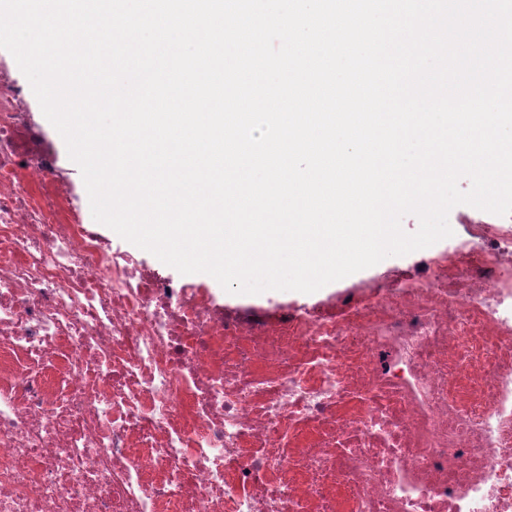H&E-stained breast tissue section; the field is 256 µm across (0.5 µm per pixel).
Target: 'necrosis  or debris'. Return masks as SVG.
<instances>
[{
    "label": "necrosis or debris",
    "instance_id": "1",
    "mask_svg": "<svg viewBox=\"0 0 512 512\" xmlns=\"http://www.w3.org/2000/svg\"><path fill=\"white\" fill-rule=\"evenodd\" d=\"M0 61V512H512V221L272 317L114 250Z\"/></svg>",
    "mask_w": 512,
    "mask_h": 512
}]
</instances>
